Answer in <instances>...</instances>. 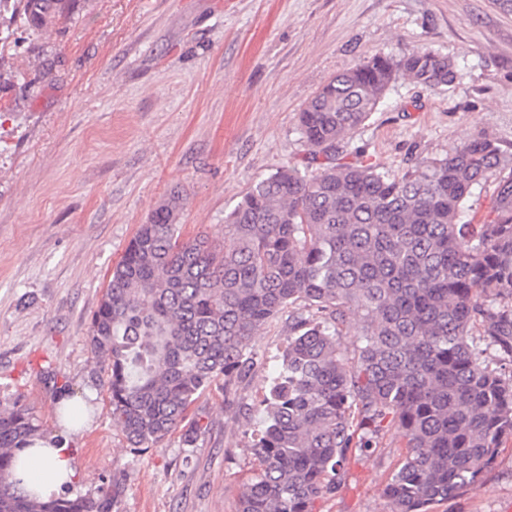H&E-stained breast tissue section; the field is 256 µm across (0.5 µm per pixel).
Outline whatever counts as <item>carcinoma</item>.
I'll list each match as a JSON object with an SVG mask.
<instances>
[{
  "instance_id": "carcinoma-1",
  "label": "carcinoma",
  "mask_w": 512,
  "mask_h": 512,
  "mask_svg": "<svg viewBox=\"0 0 512 512\" xmlns=\"http://www.w3.org/2000/svg\"><path fill=\"white\" fill-rule=\"evenodd\" d=\"M63 16L54 0H13L12 17L34 29ZM399 77L436 88L458 71L417 46L333 77L299 113L308 169L256 183L221 244L181 238L172 195L140 225L91 318L112 424L147 449L204 430L189 408L220 376L231 394L263 327L302 311L251 434L237 512H313L336 493L348 452L390 430L406 452L382 489L389 512H433L512 442V159L489 135L400 174L348 153L346 134ZM490 179L489 215L462 221ZM42 437L27 406L0 411V512H110V490L44 500L16 489L18 452Z\"/></svg>"
}]
</instances>
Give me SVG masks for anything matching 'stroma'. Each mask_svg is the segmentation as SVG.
<instances>
[{
  "instance_id": "35a3bbf8",
  "label": "stroma",
  "mask_w": 512,
  "mask_h": 512,
  "mask_svg": "<svg viewBox=\"0 0 512 512\" xmlns=\"http://www.w3.org/2000/svg\"><path fill=\"white\" fill-rule=\"evenodd\" d=\"M0 55V410L21 402L58 430L61 389L93 391V421L68 436L74 493L112 488V512H237L253 465L245 431L286 344L263 330L250 378L216 381L190 409L194 445L131 448L112 425L89 321L139 224L172 192L183 237L224 240L257 182L303 166L298 115L329 79L415 46L461 69L434 89L395 80L345 137L392 173L480 135L512 155V12L495 0H71L66 17L18 28ZM405 450L393 432L349 454L315 512H386ZM435 512H512V446L477 488Z\"/></svg>"
}]
</instances>
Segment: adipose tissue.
<instances>
[{
    "mask_svg": "<svg viewBox=\"0 0 512 512\" xmlns=\"http://www.w3.org/2000/svg\"><path fill=\"white\" fill-rule=\"evenodd\" d=\"M70 431L69 424H62L59 432L23 449L21 456L26 463L13 472V480L20 491H34L47 498L61 494L73 485L76 465L67 446Z\"/></svg>",
    "mask_w": 512,
    "mask_h": 512,
    "instance_id": "1",
    "label": "adipose tissue"
}]
</instances>
